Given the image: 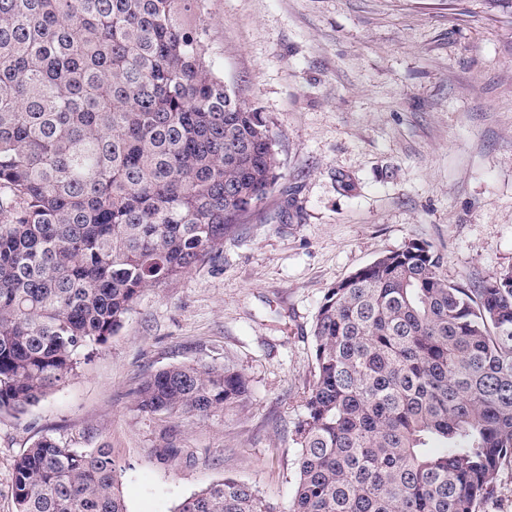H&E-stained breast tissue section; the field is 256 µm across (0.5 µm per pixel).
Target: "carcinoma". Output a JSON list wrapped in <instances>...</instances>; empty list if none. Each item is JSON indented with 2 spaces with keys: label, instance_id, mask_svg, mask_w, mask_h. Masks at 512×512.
<instances>
[{
  "label": "carcinoma",
  "instance_id": "1",
  "mask_svg": "<svg viewBox=\"0 0 512 512\" xmlns=\"http://www.w3.org/2000/svg\"><path fill=\"white\" fill-rule=\"evenodd\" d=\"M207 0H0V412L66 383L142 293L214 260L279 177L263 113L226 88ZM412 242L326 292L294 427L291 512H478L512 462V271L480 288ZM235 364H184L142 413L238 407ZM106 445L41 436L16 512H126ZM175 512H270L226 478Z\"/></svg>",
  "mask_w": 512,
  "mask_h": 512
}]
</instances>
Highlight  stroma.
Instances as JSON below:
<instances>
[{
    "instance_id": "obj_1",
    "label": "stroma",
    "mask_w": 512,
    "mask_h": 512,
    "mask_svg": "<svg viewBox=\"0 0 512 512\" xmlns=\"http://www.w3.org/2000/svg\"><path fill=\"white\" fill-rule=\"evenodd\" d=\"M204 25L225 83L266 116L282 176L215 261L145 291L64 386L0 413V512L45 435L109 445L127 512H174L227 477L291 512L328 288L411 242L469 288L512 270V12L498 0H208ZM228 360L250 382L242 407L132 404L150 374Z\"/></svg>"
}]
</instances>
